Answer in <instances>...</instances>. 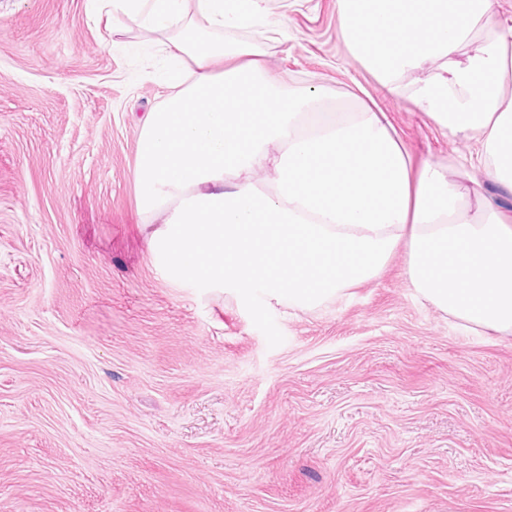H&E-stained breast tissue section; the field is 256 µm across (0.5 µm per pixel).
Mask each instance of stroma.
<instances>
[{
  "instance_id": "1",
  "label": "stroma",
  "mask_w": 512,
  "mask_h": 512,
  "mask_svg": "<svg viewBox=\"0 0 512 512\" xmlns=\"http://www.w3.org/2000/svg\"><path fill=\"white\" fill-rule=\"evenodd\" d=\"M224 30L295 93L363 88L415 162L470 157L389 96L336 0ZM92 0H0V512H512V336L411 288L407 252L304 309L156 269L134 168L173 89Z\"/></svg>"
}]
</instances>
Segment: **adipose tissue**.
I'll return each instance as SVG.
<instances>
[{
  "mask_svg": "<svg viewBox=\"0 0 512 512\" xmlns=\"http://www.w3.org/2000/svg\"><path fill=\"white\" fill-rule=\"evenodd\" d=\"M190 60L149 114L134 171L157 269L214 291L311 308L375 277L398 248L412 288L467 325L512 335V27L496 0H337L338 30L386 92L474 141V208L448 165L414 163L375 102L322 112L217 30L265 0H96ZM485 45L461 56L476 29ZM269 173L265 184L255 169Z\"/></svg>",
  "mask_w": 512,
  "mask_h": 512,
  "instance_id": "adipose-tissue-1",
  "label": "adipose tissue"
}]
</instances>
